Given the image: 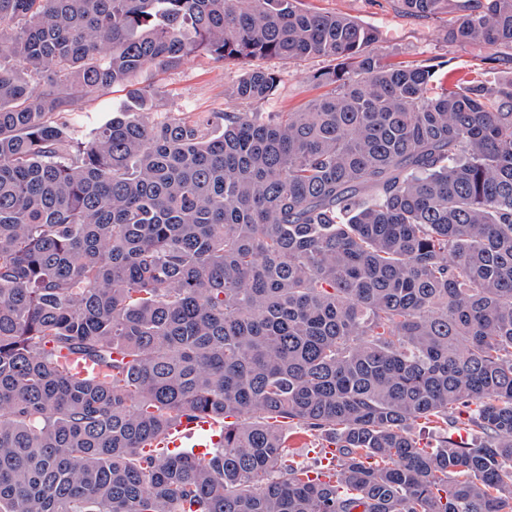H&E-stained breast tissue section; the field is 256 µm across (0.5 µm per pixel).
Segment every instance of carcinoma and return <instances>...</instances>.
I'll return each mask as SVG.
<instances>
[{
	"mask_svg": "<svg viewBox=\"0 0 512 512\" xmlns=\"http://www.w3.org/2000/svg\"><path fill=\"white\" fill-rule=\"evenodd\" d=\"M454 10L449 42L512 48V0ZM379 40L301 0H0V512H512V78ZM195 53L238 100L277 88L254 60L331 90L157 115L142 74ZM471 404L485 438L449 440ZM201 416L209 458L144 451ZM278 419L335 445L323 476ZM124 92H120V88L113 89L112 92L103 96H92L87 98L81 103L82 112H80V119L82 124L89 125L97 122L106 116L108 106L112 103L119 102L123 97Z\"/></svg>",
	"mask_w": 512,
	"mask_h": 512,
	"instance_id": "cac0c4a2",
	"label": "carcinoma"
}]
</instances>
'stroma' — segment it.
Segmentation results:
<instances>
[{"mask_svg":"<svg viewBox=\"0 0 512 512\" xmlns=\"http://www.w3.org/2000/svg\"><path fill=\"white\" fill-rule=\"evenodd\" d=\"M302 5L318 12L346 14L360 24L375 28L380 40L374 49L388 62L418 64L434 58L442 62L444 71L469 72L491 84L512 77V54L502 53L495 64L488 65L470 49L449 42L452 13L433 18L410 17L397 11L395 0H302ZM325 65L320 57L295 64H277V90L270 99L256 104V111L303 109L310 100L324 94V87L315 85L313 76ZM241 73L239 65L216 64L206 56H192L179 70L157 77L156 82L164 91L159 109L183 112L191 120L211 112L245 111V104L228 93Z\"/></svg>","mask_w":512,"mask_h":512,"instance_id":"1","label":"stroma"}]
</instances>
